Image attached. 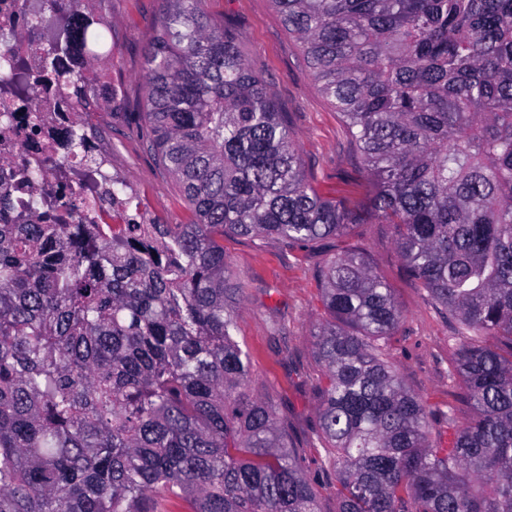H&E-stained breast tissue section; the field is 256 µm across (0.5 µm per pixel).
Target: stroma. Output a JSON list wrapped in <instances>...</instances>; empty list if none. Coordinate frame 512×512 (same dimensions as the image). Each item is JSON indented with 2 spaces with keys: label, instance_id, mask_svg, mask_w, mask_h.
<instances>
[{
  "label": "stroma",
  "instance_id": "35a3bbf8",
  "mask_svg": "<svg viewBox=\"0 0 512 512\" xmlns=\"http://www.w3.org/2000/svg\"><path fill=\"white\" fill-rule=\"evenodd\" d=\"M204 8L237 33L242 54L285 112L298 137L307 180L322 194L358 206L369 185L360 156L270 0H206ZM107 14L113 25L104 42L111 51L106 70L112 106L100 110L95 124L113 171L134 183L153 216L165 224L185 223L189 212L175 178L156 163L135 131L145 110V50L159 0H110ZM355 244L369 251L403 312L386 353L405 387L434 412L430 442L447 441L449 427L464 426L471 416L462 380L449 374L459 345L457 327L406 273L393 225L359 224L347 236L306 248L291 249L273 239L225 238L229 270L244 288L236 338L251 361L252 388L286 416L302 472L317 488L322 512H338V501L336 473L317 436L316 387L323 368L312 333L327 318L317 269Z\"/></svg>",
  "mask_w": 512,
  "mask_h": 512
}]
</instances>
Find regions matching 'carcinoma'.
<instances>
[{
    "label": "carcinoma",
    "mask_w": 512,
    "mask_h": 512,
    "mask_svg": "<svg viewBox=\"0 0 512 512\" xmlns=\"http://www.w3.org/2000/svg\"><path fill=\"white\" fill-rule=\"evenodd\" d=\"M204 0H162L143 75L146 141L185 224H7L0 197V512H321L288 423L250 394L243 288L224 237L308 246L374 218L408 275L467 332L452 374L472 418L446 448L379 341L403 314L356 247L319 270L330 320L320 439L338 512H512V0H270L351 135L360 208L305 178L294 132ZM43 65L111 32L84 0H43ZM68 158L90 169L81 132Z\"/></svg>",
    "instance_id": "1"
}]
</instances>
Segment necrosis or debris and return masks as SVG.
<instances>
[{
  "mask_svg": "<svg viewBox=\"0 0 512 512\" xmlns=\"http://www.w3.org/2000/svg\"><path fill=\"white\" fill-rule=\"evenodd\" d=\"M40 7L41 0H0V78L10 74L13 63H21L37 95L31 103L0 86V196L11 197L18 214L31 220L40 211L42 195L50 193L64 203L59 210L62 223L95 224L97 210L87 208L85 202L70 207L66 201L80 190L96 201L107 194L112 165L97 135L89 137V150L99 162L93 179H86L82 166L69 161L64 162L63 176L48 175L34 189L15 186L21 164L35 168L61 160L67 132L87 128L89 120L58 94L42 68L50 44L31 38L27 26Z\"/></svg>",
  "mask_w": 512,
  "mask_h": 512,
  "instance_id": "obj_1",
  "label": "necrosis or debris"
}]
</instances>
